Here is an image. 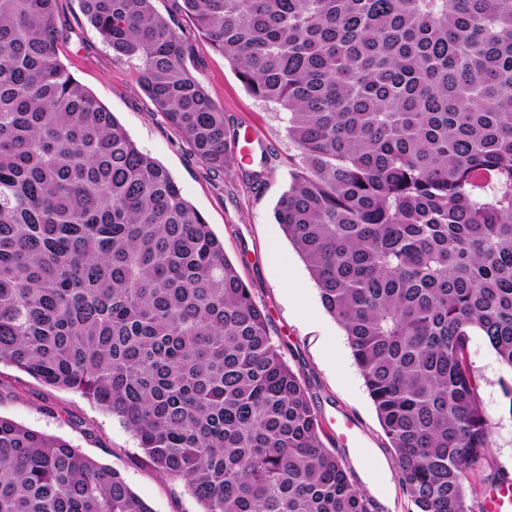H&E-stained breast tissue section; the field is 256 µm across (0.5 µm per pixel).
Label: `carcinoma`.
<instances>
[{"label":"carcinoma","mask_w":512,"mask_h":512,"mask_svg":"<svg viewBox=\"0 0 512 512\" xmlns=\"http://www.w3.org/2000/svg\"><path fill=\"white\" fill-rule=\"evenodd\" d=\"M58 0H0V363L118 417L201 512H375L205 217L65 67ZM209 169L233 131L153 0H80ZM296 150L274 218L342 327L413 512H471L512 373V0H183ZM0 512H152L0 416ZM468 358L479 380V393L495 431L496 445L476 467L467 483V502L472 512H512V415L506 390L512 376L506 373L488 342L478 333L470 336Z\"/></svg>","instance_id":"obj_1"}]
</instances>
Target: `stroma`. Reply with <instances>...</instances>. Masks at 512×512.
I'll use <instances>...</instances> for the list:
<instances>
[{
	"label": "stroma",
	"mask_w": 512,
	"mask_h": 512,
	"mask_svg": "<svg viewBox=\"0 0 512 512\" xmlns=\"http://www.w3.org/2000/svg\"><path fill=\"white\" fill-rule=\"evenodd\" d=\"M154 4L192 40L195 75L211 98L223 105L229 124L241 129L250 125L261 132L267 149L261 183H252L234 164L223 174H214L193 155L141 89L134 63L115 59L90 27L80 0H59L60 20L69 35L60 47V59L116 116L136 145L170 172L223 241L225 253L266 310L272 336L288 364L300 373L323 422L344 412L360 423L363 453L348 451L334 437L329 443L374 500L377 512H406L393 450L347 339L325 311L308 270L274 219V207L288 188L295 153L286 134L288 115L246 92L232 66L198 34L182 0H154ZM468 358L496 440L467 483L469 507L484 512L489 489L512 480V399L506 394L512 375L480 334H472ZM0 416L66 440L119 471L153 512H200V504L183 482L161 477L144 459L132 434L78 394L43 385L1 365Z\"/></svg>",
	"instance_id": "obj_1"
}]
</instances>
